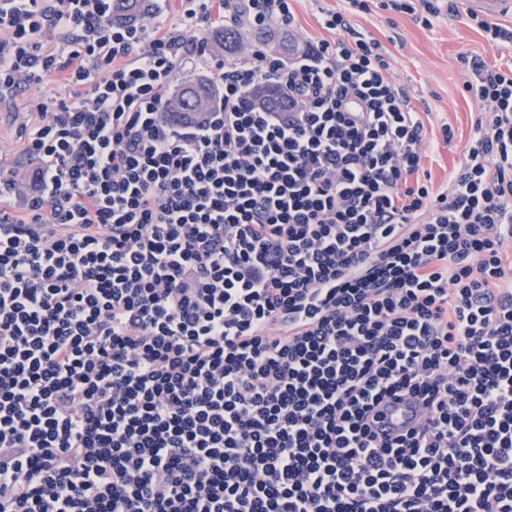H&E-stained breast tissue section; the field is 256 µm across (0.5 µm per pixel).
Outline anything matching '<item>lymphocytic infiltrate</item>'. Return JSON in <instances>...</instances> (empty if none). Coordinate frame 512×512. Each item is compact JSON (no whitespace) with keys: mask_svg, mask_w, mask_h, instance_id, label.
I'll list each match as a JSON object with an SVG mask.
<instances>
[{"mask_svg":"<svg viewBox=\"0 0 512 512\" xmlns=\"http://www.w3.org/2000/svg\"><path fill=\"white\" fill-rule=\"evenodd\" d=\"M114 2L0 0L32 163L23 196L0 169V512H512V68L469 59L485 110L437 190L350 18L457 0H345L336 41L239 61L213 18L293 28L291 0ZM180 69L221 88L200 121L164 110ZM405 395L421 422L378 434ZM151 0H116L113 19L123 20L137 18L149 10Z\"/></svg>","mask_w":512,"mask_h":512,"instance_id":"lymphocytic-infiltrate-1","label":"lymphocytic infiltrate"}]
</instances>
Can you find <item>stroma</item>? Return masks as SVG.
I'll use <instances>...</instances> for the list:
<instances>
[{
	"mask_svg": "<svg viewBox=\"0 0 512 512\" xmlns=\"http://www.w3.org/2000/svg\"><path fill=\"white\" fill-rule=\"evenodd\" d=\"M342 7L341 0H295L298 26L287 35L292 50L331 39V32L318 25L317 17L320 11ZM351 25L380 41L391 77L407 88L414 101L426 103L433 131L445 125L453 129L452 143L438 146L426 160L434 185L446 186L473 139L474 115L479 110L464 89L470 77L467 59L478 57L489 66L505 68L512 65V55L488 41L463 18L451 15L436 21L430 29L410 15L385 12L352 17Z\"/></svg>",
	"mask_w": 512,
	"mask_h": 512,
	"instance_id": "35a3bbf8",
	"label": "stroma"
}]
</instances>
